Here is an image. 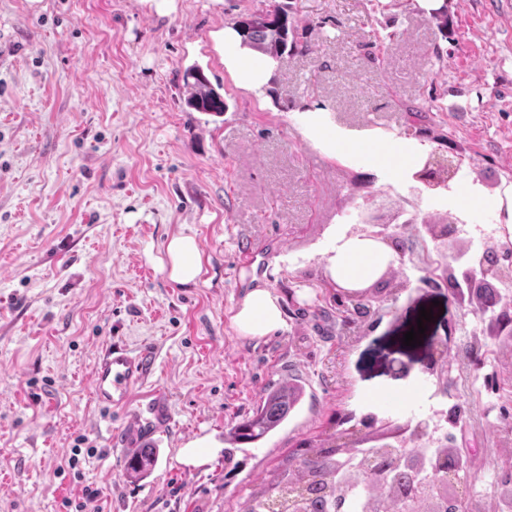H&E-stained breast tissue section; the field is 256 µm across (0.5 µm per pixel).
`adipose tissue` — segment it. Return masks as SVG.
<instances>
[{
	"instance_id": "ef3b65f1",
	"label": "adipose tissue",
	"mask_w": 512,
	"mask_h": 512,
	"mask_svg": "<svg viewBox=\"0 0 512 512\" xmlns=\"http://www.w3.org/2000/svg\"><path fill=\"white\" fill-rule=\"evenodd\" d=\"M217 48L224 52V65L236 84L254 94H263L270 82L275 63L257 56L243 47L234 28L227 27L214 33ZM320 143L328 152L340 157H358L374 165L388 167L397 177L412 169L422 152L421 146L405 139L386 140L387 154L378 155L369 145L356 138H344L335 130L320 125L316 128ZM166 268L170 278L180 284H194L203 274L202 255L194 237L177 235L165 246ZM390 260L388 251L371 241L349 239L336 248L330 266L332 278L340 284H358L374 277ZM233 321L246 336H265L282 328L284 319L279 300L266 288H255L241 302Z\"/></svg>"
}]
</instances>
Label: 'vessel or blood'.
<instances>
[{
  "label": "vessel or blood",
  "instance_id": "1",
  "mask_svg": "<svg viewBox=\"0 0 512 512\" xmlns=\"http://www.w3.org/2000/svg\"><path fill=\"white\" fill-rule=\"evenodd\" d=\"M151 355L121 342L106 345L96 358L91 390L95 403L114 417L113 438L121 447L144 448L166 434L173 422L169 395L148 385Z\"/></svg>",
  "mask_w": 512,
  "mask_h": 512
}]
</instances>
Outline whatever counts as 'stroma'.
I'll return each instance as SVG.
<instances>
[{"label":"stroma","instance_id":"1","mask_svg":"<svg viewBox=\"0 0 512 512\" xmlns=\"http://www.w3.org/2000/svg\"><path fill=\"white\" fill-rule=\"evenodd\" d=\"M273 0H0V512H239L296 442L336 413L427 425L480 479L485 512L512 479V288L496 309L426 284L415 250L366 282L374 315L335 317L321 278L359 208L460 217L457 244L512 243V0H284L292 42L261 96L239 88L212 40ZM448 7L440 27L433 8ZM199 67L223 115L186 106ZM322 109L346 134L428 146L463 165L431 190L321 149ZM426 111L417 121L413 109ZM491 199L469 205L467 191ZM175 234L197 239L205 273L172 281ZM279 299L284 327L244 336L232 322L253 288ZM433 318L403 345L420 310ZM150 348L174 423L145 475L91 396L100 350ZM443 342L449 405L422 369ZM304 398L259 445L225 455L228 426L271 382ZM206 439L199 466L180 450ZM77 466H70V457Z\"/></svg>","mask_w":512,"mask_h":512}]
</instances>
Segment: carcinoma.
<instances>
[{
  "mask_svg": "<svg viewBox=\"0 0 512 512\" xmlns=\"http://www.w3.org/2000/svg\"><path fill=\"white\" fill-rule=\"evenodd\" d=\"M242 45L275 60L288 48V12L280 5L250 13L236 24ZM188 107L199 112L224 114V98L198 68L189 69ZM304 387L285 383L267 388L256 407L227 433L234 448L255 444L281 427L301 403ZM352 418L339 417L322 431L290 449L288 457L271 471L270 478L253 489L241 512H420L424 501L439 498L447 483L448 464H464L448 446L432 448L419 427L414 438L392 448L371 445L354 448ZM156 449L144 448L124 465L126 473L146 474Z\"/></svg>",
  "mask_w": 512,
  "mask_h": 512,
  "instance_id": "obj_1",
  "label": "carcinoma"
}]
</instances>
